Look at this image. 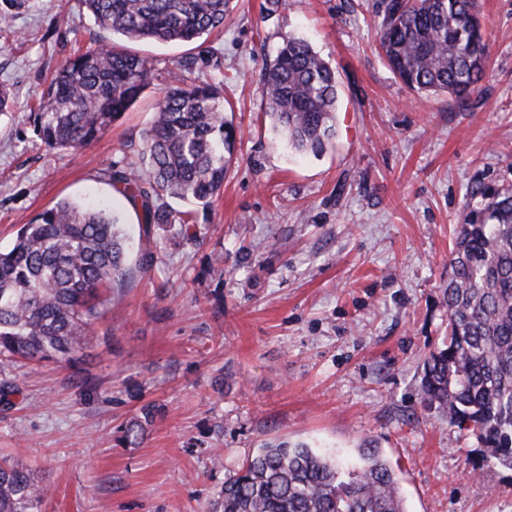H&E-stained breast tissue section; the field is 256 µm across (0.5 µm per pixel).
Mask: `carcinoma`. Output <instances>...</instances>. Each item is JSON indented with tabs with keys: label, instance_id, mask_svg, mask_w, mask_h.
I'll return each instance as SVG.
<instances>
[{
	"label": "carcinoma",
	"instance_id": "1",
	"mask_svg": "<svg viewBox=\"0 0 512 512\" xmlns=\"http://www.w3.org/2000/svg\"><path fill=\"white\" fill-rule=\"evenodd\" d=\"M231 0H82L121 42L90 46L55 68L33 130L50 150L86 146L136 101L154 75L152 58L126 42L194 43L162 89L140 166L107 170L112 189L141 206L146 237L161 228L196 242L199 225L167 204L208 210L224 186L235 137L224 119V81L185 75L220 68L206 46ZM392 73L421 95L461 102L487 69L477 0H384L377 23ZM261 81L266 114L296 151L318 154L336 134V72L305 39L282 38ZM122 219L100 207L57 201L0 250V361L72 363L102 316L104 292L125 276ZM448 336L423 363L422 401L473 437L489 462L512 470V185L476 186L463 207L443 291ZM153 406L124 425L136 440ZM345 467L306 444H266L224 481L221 512H406L399 478L376 448ZM51 485L16 457L0 459V512H40Z\"/></svg>",
	"mask_w": 512,
	"mask_h": 512
}]
</instances>
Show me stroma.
<instances>
[{
	"instance_id": "35a3bbf8",
	"label": "stroma",
	"mask_w": 512,
	"mask_h": 512,
	"mask_svg": "<svg viewBox=\"0 0 512 512\" xmlns=\"http://www.w3.org/2000/svg\"><path fill=\"white\" fill-rule=\"evenodd\" d=\"M232 0L208 44L234 81L225 116L237 155L195 243L140 264V213L106 181L140 161L153 104L182 43L138 42L155 76L99 139L50 151L30 115L57 61L111 41L80 0H29L0 31V247L63 198L121 211L123 282L84 360L0 368L21 394L0 409V454L52 485L41 512H216L226 478L266 443L341 456L377 446L406 512H512V471L481 461L474 438L419 395L424 359L446 333L442 290L468 194L512 183V0H480L487 72L466 102L417 96L378 52L383 0ZM308 39L340 82L336 137L300 156L265 114L261 73L282 36ZM222 265L221 277L209 275ZM141 438L122 428L143 406Z\"/></svg>"
}]
</instances>
